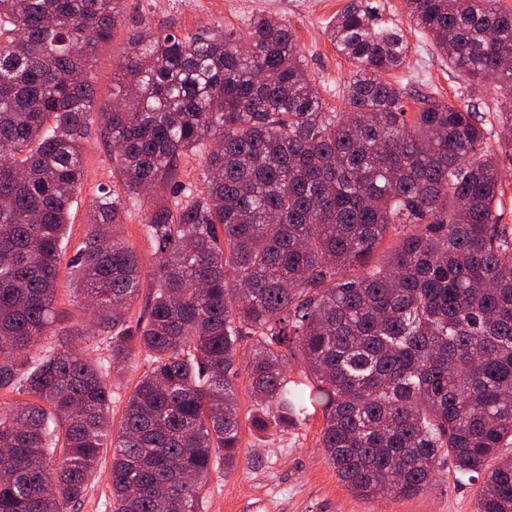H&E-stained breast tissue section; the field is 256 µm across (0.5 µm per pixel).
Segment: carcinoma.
I'll use <instances>...</instances> for the list:
<instances>
[{
    "instance_id": "1",
    "label": "carcinoma",
    "mask_w": 512,
    "mask_h": 512,
    "mask_svg": "<svg viewBox=\"0 0 512 512\" xmlns=\"http://www.w3.org/2000/svg\"><path fill=\"white\" fill-rule=\"evenodd\" d=\"M467 86L494 80L512 130V9L500 0H403ZM382 0H349L327 37L353 70L334 109L289 25L130 32L115 100L94 111L93 60L122 0H0V512H75L112 441V512H201L198 487L240 459L236 368L252 427L323 413L321 448L360 496L415 497L441 459L482 479L476 512H512V234L486 120L385 75L405 66ZM123 192L96 197L69 260L112 365L148 369L111 436L109 366L54 329L69 211L92 127ZM208 146L203 187L178 180ZM162 185L142 224L158 246L146 321L126 325L142 271L114 233ZM396 225L410 231L364 265ZM298 363L308 388L289 386Z\"/></svg>"
}]
</instances>
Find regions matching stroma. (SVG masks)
<instances>
[{"label":"stroma","mask_w":512,"mask_h":512,"mask_svg":"<svg viewBox=\"0 0 512 512\" xmlns=\"http://www.w3.org/2000/svg\"><path fill=\"white\" fill-rule=\"evenodd\" d=\"M386 22L404 26L410 44L404 68L389 76L407 96H431L457 101L466 96L477 111H494L495 100L488 85L464 88L461 75L449 68L430 36L407 28L403 0H383ZM347 0H125L127 21L118 26L110 41L102 44L93 62L96 76L94 103L104 106L112 93V75L125 53L130 29L171 28L183 33L205 25L243 26L255 13L285 20L295 31L310 73L321 83V92L331 105H338L352 65L340 56L326 37V29ZM85 183L71 209L67 230V254L80 247L92 218L91 203L99 187L120 189L114 173L112 154L95 135L83 143ZM143 210L133 209L119 226V233L132 247L144 272L156 263V249L146 235ZM68 268H61L56 300L58 329L72 337L75 347L93 358L110 361L111 351L101 337L87 329V306L80 304L70 285ZM147 369L144 354L133 353L127 361L110 370L112 385L110 412L120 422L126 402ZM236 396L240 419V463L232 472L215 467L199 489L202 512H476L481 480L459 478L451 459H444L437 485L427 493L411 497H362L344 487L320 445L323 414L311 411L297 428L280 432H254L248 420L254 398L246 378H239Z\"/></svg>","instance_id":"1"}]
</instances>
